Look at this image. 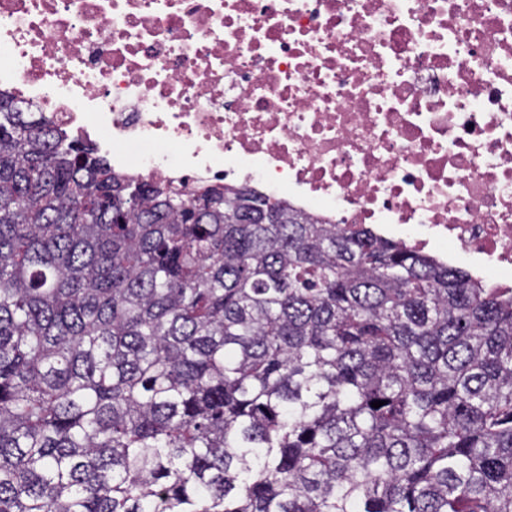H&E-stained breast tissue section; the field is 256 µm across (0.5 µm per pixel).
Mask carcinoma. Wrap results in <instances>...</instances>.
Wrapping results in <instances>:
<instances>
[{
  "mask_svg": "<svg viewBox=\"0 0 512 512\" xmlns=\"http://www.w3.org/2000/svg\"><path fill=\"white\" fill-rule=\"evenodd\" d=\"M0 512H512V288L0 94Z\"/></svg>",
  "mask_w": 512,
  "mask_h": 512,
  "instance_id": "cac0c4a2",
  "label": "carcinoma"
}]
</instances>
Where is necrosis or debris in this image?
Masks as SVG:
<instances>
[{
	"mask_svg": "<svg viewBox=\"0 0 512 512\" xmlns=\"http://www.w3.org/2000/svg\"><path fill=\"white\" fill-rule=\"evenodd\" d=\"M0 93L116 172L512 286V0H0Z\"/></svg>",
	"mask_w": 512,
	"mask_h": 512,
	"instance_id": "1",
	"label": "necrosis or debris"
}]
</instances>
